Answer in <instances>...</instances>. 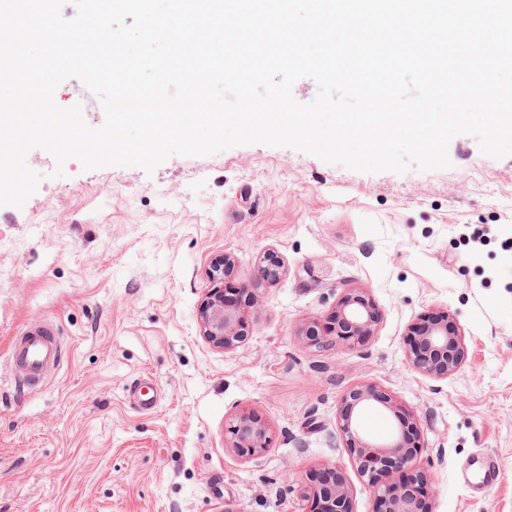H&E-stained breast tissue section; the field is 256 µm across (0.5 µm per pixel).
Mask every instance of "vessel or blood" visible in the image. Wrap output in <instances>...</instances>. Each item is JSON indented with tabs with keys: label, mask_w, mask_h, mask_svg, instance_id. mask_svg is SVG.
Masks as SVG:
<instances>
[{
	"label": "vessel or blood",
	"mask_w": 512,
	"mask_h": 512,
	"mask_svg": "<svg viewBox=\"0 0 512 512\" xmlns=\"http://www.w3.org/2000/svg\"><path fill=\"white\" fill-rule=\"evenodd\" d=\"M63 353L64 347L54 325L31 326L12 340L10 370L22 384L35 385L59 366Z\"/></svg>",
	"instance_id": "vessel-or-blood-1"
}]
</instances>
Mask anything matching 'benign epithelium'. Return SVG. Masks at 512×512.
<instances>
[{
	"instance_id": "1",
	"label": "benign epithelium",
	"mask_w": 512,
	"mask_h": 512,
	"mask_svg": "<svg viewBox=\"0 0 512 512\" xmlns=\"http://www.w3.org/2000/svg\"><path fill=\"white\" fill-rule=\"evenodd\" d=\"M233 270L231 255L210 269L208 277L213 287L199 309L201 335L213 347L224 350L233 349L248 336L245 308L252 291L240 288L229 294L224 290V279ZM380 322V312L366 289L351 288L337 302L332 326L317 333V325L311 324L302 338L319 348L340 342L354 346L373 335ZM408 356L422 375L434 380L448 378L466 360L461 328L450 316L415 324L410 331ZM372 405L393 412L397 419L392 434L383 442L366 437L357 422L362 410ZM338 423L352 462L374 489L373 512H432V477L418 463L422 446L413 414L399 411L390 395L367 383L352 386L342 394ZM231 434V447L243 458L267 450L268 428L248 413L238 415ZM307 480V494L312 498L309 512H352L343 469L334 466L317 470L307 475Z\"/></svg>"
}]
</instances>
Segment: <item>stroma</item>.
Returning a JSON list of instances; mask_svg holds the SVG:
<instances>
[{"mask_svg": "<svg viewBox=\"0 0 512 512\" xmlns=\"http://www.w3.org/2000/svg\"><path fill=\"white\" fill-rule=\"evenodd\" d=\"M101 125L76 79L55 92ZM450 168L363 173L290 147L242 145L173 156L153 172L84 170L42 179L20 208L0 207V512H307L306 476L343 467L353 512L373 491L338 426L342 393L375 383L419 418L433 512H512V156L452 139ZM498 233L476 245L463 225ZM228 288H249V336L208 344L198 312L207 269L224 255ZM286 273L262 283L267 260ZM349 288L367 289L381 323L364 344L318 348L302 322L327 323ZM451 314L468 350L445 380L417 372L408 328ZM53 321L67 349L42 383L16 387L10 345ZM148 383L157 410L130 404ZM269 427L260 456L239 457L240 413ZM500 472L479 482L471 463Z\"/></svg>", "mask_w": 512, "mask_h": 512, "instance_id": "1", "label": "stroma"}]
</instances>
